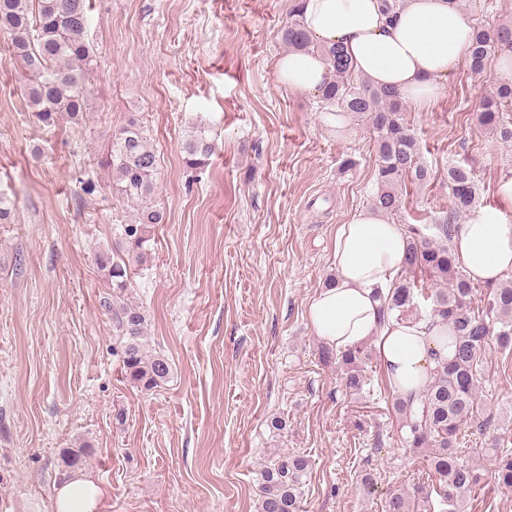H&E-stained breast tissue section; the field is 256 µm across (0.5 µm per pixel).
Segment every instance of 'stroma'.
Masks as SVG:
<instances>
[{
  "mask_svg": "<svg viewBox=\"0 0 512 512\" xmlns=\"http://www.w3.org/2000/svg\"><path fill=\"white\" fill-rule=\"evenodd\" d=\"M300 5L91 0L94 93L77 125L39 123L25 70L0 55V198L12 207L0 223V512H51L70 448L86 449L83 469L106 490L100 512H255L275 453L309 457L305 512H385L390 490L435 483L426 452L405 447L378 355L355 395L319 360L308 307L334 273L338 226L370 205L377 161L367 118L331 133L319 96L276 78L280 30ZM459 9L488 31L512 21V0ZM501 79L497 55L479 77L463 62L433 104L406 105L431 178L404 189L389 222L442 223L456 164L474 172L477 207H504L512 143L478 121ZM132 118L157 154L147 204L164 216L130 262L128 300L172 367L149 391L124 374L95 263L139 216L103 163ZM202 130L217 150L195 168L184 144ZM478 404L487 430L463 431L460 446L483 480L460 510L512 512V488L498 485L487 453L494 442L512 449V348L489 343ZM276 417L283 430L272 429Z\"/></svg>",
  "mask_w": 512,
  "mask_h": 512,
  "instance_id": "1",
  "label": "stroma"
}]
</instances>
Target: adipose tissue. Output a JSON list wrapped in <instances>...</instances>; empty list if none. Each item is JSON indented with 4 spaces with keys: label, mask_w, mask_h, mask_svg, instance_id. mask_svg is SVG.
Segmentation results:
<instances>
[{
    "label": "adipose tissue",
    "mask_w": 512,
    "mask_h": 512,
    "mask_svg": "<svg viewBox=\"0 0 512 512\" xmlns=\"http://www.w3.org/2000/svg\"><path fill=\"white\" fill-rule=\"evenodd\" d=\"M300 19L324 46L342 45L354 71L407 101L433 103L441 82L464 58L471 28L449 0H403L386 14L381 0H303ZM280 84L320 93L331 79L324 58L291 50L276 63ZM406 229L382 214L362 209L339 225L333 250L334 284L308 309L310 325L325 343L343 350L375 340L384 371L401 397L417 395L436 366L453 350L437 344V329L414 316L380 319L377 291L389 288L401 269ZM452 248L471 279L497 283L512 276V222L498 207L479 209L455 225ZM105 490L89 474L72 472L56 492L55 512H99Z\"/></svg>",
    "instance_id": "1"
}]
</instances>
